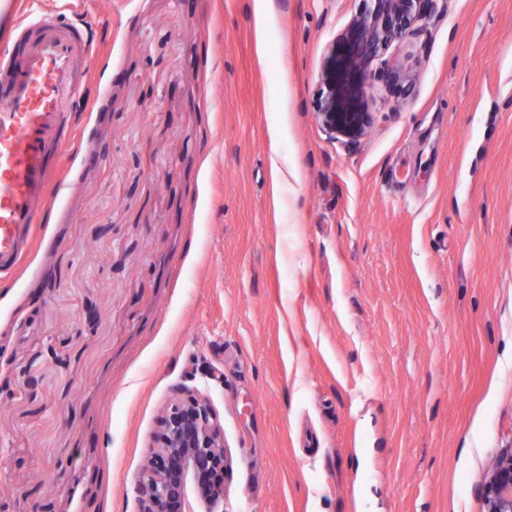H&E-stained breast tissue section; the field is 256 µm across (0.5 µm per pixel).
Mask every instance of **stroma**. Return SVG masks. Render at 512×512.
<instances>
[{"label": "stroma", "instance_id": "stroma-1", "mask_svg": "<svg viewBox=\"0 0 512 512\" xmlns=\"http://www.w3.org/2000/svg\"><path fill=\"white\" fill-rule=\"evenodd\" d=\"M360 6L86 0L63 187L0 276V512H133L186 379L224 512H484L512 446V0H440L348 148L315 112Z\"/></svg>", "mask_w": 512, "mask_h": 512}]
</instances>
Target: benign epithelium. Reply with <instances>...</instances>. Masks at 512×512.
<instances>
[{"label":"benign epithelium","instance_id":"obj_1","mask_svg":"<svg viewBox=\"0 0 512 512\" xmlns=\"http://www.w3.org/2000/svg\"><path fill=\"white\" fill-rule=\"evenodd\" d=\"M437 0H361L349 24L328 44L316 118L330 138L357 145L373 124L372 80L399 70L385 58L396 41L418 33ZM230 455L209 401L187 386L163 409L146 463L134 482L135 512H224ZM485 512H512V448L488 466L480 485Z\"/></svg>","mask_w":512,"mask_h":512}]
</instances>
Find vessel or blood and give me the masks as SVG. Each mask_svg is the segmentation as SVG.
Instances as JSON below:
<instances>
[{"label":"vessel or blood","instance_id":"obj_1","mask_svg":"<svg viewBox=\"0 0 512 512\" xmlns=\"http://www.w3.org/2000/svg\"><path fill=\"white\" fill-rule=\"evenodd\" d=\"M37 2L15 0V35L0 50V273L18 270L45 221L95 63L86 27Z\"/></svg>","mask_w":512,"mask_h":512}]
</instances>
